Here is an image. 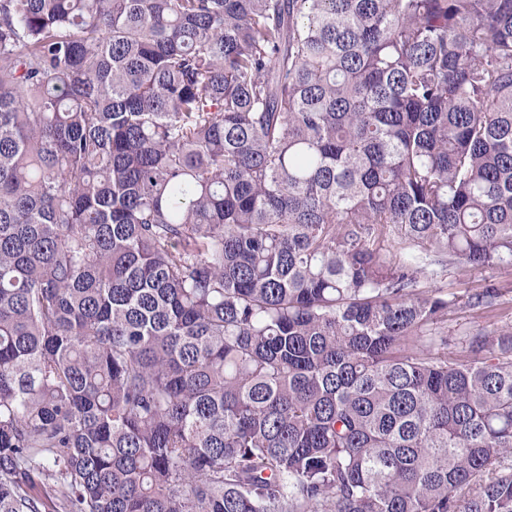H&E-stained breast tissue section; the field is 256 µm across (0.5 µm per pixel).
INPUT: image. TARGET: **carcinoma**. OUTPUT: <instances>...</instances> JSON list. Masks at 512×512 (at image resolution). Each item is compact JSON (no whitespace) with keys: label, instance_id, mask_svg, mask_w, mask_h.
<instances>
[{"label":"carcinoma","instance_id":"carcinoma-1","mask_svg":"<svg viewBox=\"0 0 512 512\" xmlns=\"http://www.w3.org/2000/svg\"><path fill=\"white\" fill-rule=\"evenodd\" d=\"M455 261L512 265V0H0V512H512Z\"/></svg>","mask_w":512,"mask_h":512}]
</instances>
